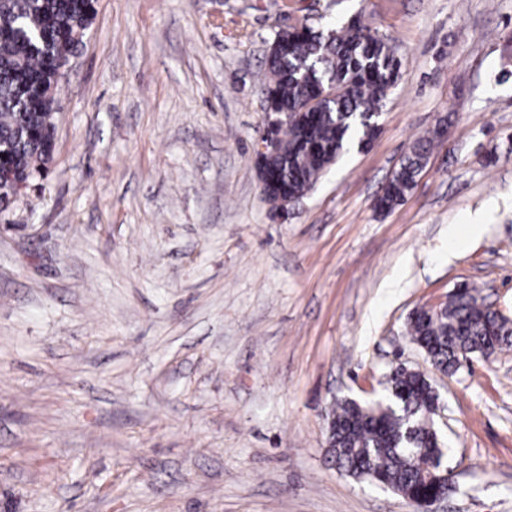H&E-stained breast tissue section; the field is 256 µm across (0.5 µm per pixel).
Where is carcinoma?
<instances>
[{
    "label": "carcinoma",
    "mask_w": 512,
    "mask_h": 512,
    "mask_svg": "<svg viewBox=\"0 0 512 512\" xmlns=\"http://www.w3.org/2000/svg\"><path fill=\"white\" fill-rule=\"evenodd\" d=\"M94 0H0V151L4 171L32 179L50 157L49 129L61 79L58 63L83 42ZM277 53L267 57L263 91L273 112H294L336 82V98L321 103L305 126L278 131L283 153L269 165L274 184L265 199L309 194L351 143L377 138L379 113L400 78L401 61L388 42L359 18L328 33L312 26L275 34ZM430 131L402 157L377 200L380 210L401 204L438 146ZM409 335L441 372L460 358L481 355L491 336L497 349L512 347V326L465 288L431 313L417 312ZM438 394L425 374L398 366L387 378L384 401L341 400L329 414L331 462L359 481L386 486L411 502L441 488L433 476L445 456L432 416Z\"/></svg>",
    "instance_id": "obj_1"
}]
</instances>
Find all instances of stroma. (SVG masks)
<instances>
[{
    "mask_svg": "<svg viewBox=\"0 0 512 512\" xmlns=\"http://www.w3.org/2000/svg\"><path fill=\"white\" fill-rule=\"evenodd\" d=\"M94 8L49 173L0 211V512H413L326 452L332 401L376 400L400 364L439 395L445 512H512V349L448 375L406 331L464 282L512 318V0ZM293 15L362 18L402 70L372 147L281 222L258 77ZM440 138L448 136V126L440 125L434 129ZM434 131L417 138L409 151L402 157L386 186L384 193L377 200L376 207L380 210H392L401 204L414 188L418 176L425 169L429 155L438 146V136Z\"/></svg>",
    "mask_w": 512,
    "mask_h": 512,
    "instance_id": "stroma-1",
    "label": "stroma"
}]
</instances>
